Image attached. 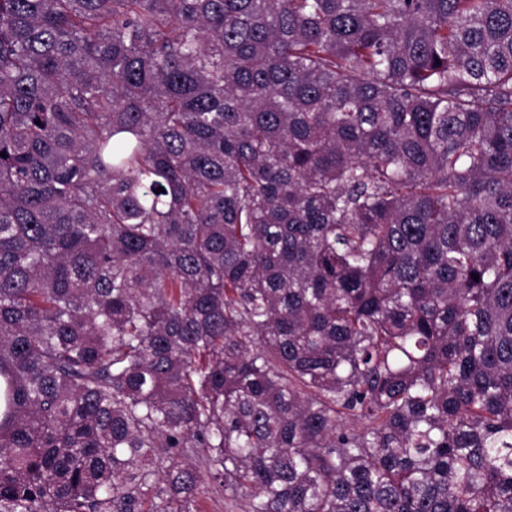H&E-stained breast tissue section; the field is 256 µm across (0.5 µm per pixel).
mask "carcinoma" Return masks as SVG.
<instances>
[{"mask_svg":"<svg viewBox=\"0 0 512 512\" xmlns=\"http://www.w3.org/2000/svg\"><path fill=\"white\" fill-rule=\"evenodd\" d=\"M208 481L512 512V0H0V512Z\"/></svg>","mask_w":512,"mask_h":512,"instance_id":"carcinoma-1","label":"carcinoma"}]
</instances>
